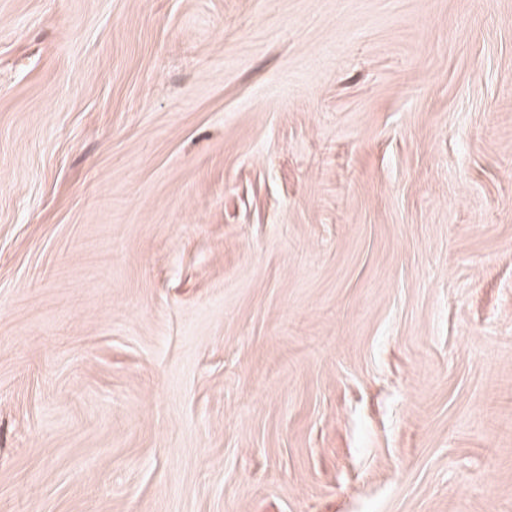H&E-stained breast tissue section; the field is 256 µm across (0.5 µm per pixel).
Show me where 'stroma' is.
Returning <instances> with one entry per match:
<instances>
[{
    "mask_svg": "<svg viewBox=\"0 0 512 512\" xmlns=\"http://www.w3.org/2000/svg\"><path fill=\"white\" fill-rule=\"evenodd\" d=\"M0 512H512V0H0Z\"/></svg>",
    "mask_w": 512,
    "mask_h": 512,
    "instance_id": "obj_1",
    "label": "stroma"
}]
</instances>
